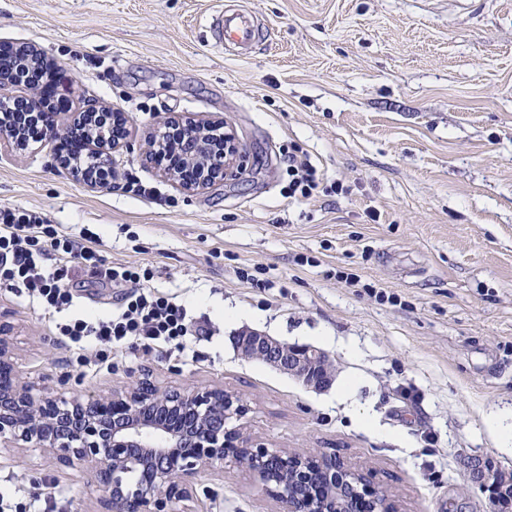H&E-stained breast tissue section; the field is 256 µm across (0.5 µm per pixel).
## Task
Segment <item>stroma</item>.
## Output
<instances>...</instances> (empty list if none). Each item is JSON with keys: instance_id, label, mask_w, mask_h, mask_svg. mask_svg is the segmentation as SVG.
Instances as JSON below:
<instances>
[{"instance_id": "1", "label": "stroma", "mask_w": 512, "mask_h": 512, "mask_svg": "<svg viewBox=\"0 0 512 512\" xmlns=\"http://www.w3.org/2000/svg\"><path fill=\"white\" fill-rule=\"evenodd\" d=\"M225 8L256 14L251 52L210 45L202 20ZM8 45L56 65L67 111L110 106L131 137L108 188L62 168L56 141L0 146V206L151 264L153 287L213 330L181 356L119 346L90 370L54 320L0 288L26 381L85 394L144 377L221 386L249 402L254 441L336 453L397 512H489L460 459L512 469L484 421L512 409V0H0ZM184 112L235 136L223 183L185 192L146 162L145 135ZM293 144L343 193L286 198ZM127 173L158 198L126 192ZM245 329L326 350L335 382L314 391L242 357ZM43 490L51 512H104L80 464L0 450L12 512ZM193 497L195 512H283L231 463L199 474Z\"/></svg>"}]
</instances>
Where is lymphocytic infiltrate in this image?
Returning a JSON list of instances; mask_svg holds the SVG:
<instances>
[{
    "label": "lymphocytic infiltrate",
    "instance_id": "obj_1",
    "mask_svg": "<svg viewBox=\"0 0 512 512\" xmlns=\"http://www.w3.org/2000/svg\"><path fill=\"white\" fill-rule=\"evenodd\" d=\"M287 172L289 197L316 196L322 178L304 151L289 152ZM78 271L91 283L122 289L120 311L75 315L72 280ZM152 277L151 268L112 262L85 239L60 234L34 212L0 207V288L24 290L45 312L69 313L58 330L78 348L83 365L104 363L117 343H152L182 352L188 337L202 335L183 303L152 291Z\"/></svg>",
    "mask_w": 512,
    "mask_h": 512
}]
</instances>
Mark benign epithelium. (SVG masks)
<instances>
[{
  "label": "benign epithelium",
  "instance_id": "1",
  "mask_svg": "<svg viewBox=\"0 0 512 512\" xmlns=\"http://www.w3.org/2000/svg\"><path fill=\"white\" fill-rule=\"evenodd\" d=\"M17 72L0 64V87L14 86L13 99L20 114L0 113V141L17 152L27 151L34 140L18 117L43 119L45 137L65 141L81 132L82 147L98 167L110 164L112 153L125 146L128 132L107 136L100 124L111 115L107 106H89L62 117L42 111L38 90L16 79ZM166 125L177 130L174 143L179 169L195 173L180 177L178 169L158 163L157 142L145 136V159L182 190L197 191L224 179L233 161L224 152V122L194 115H176ZM59 164L93 186H104L91 169L72 165L66 153ZM235 346L249 359L258 360L308 389L324 391L336 379V365L323 350L282 342L258 331L235 337ZM249 411L237 395L222 387L160 389L140 380L108 397L72 392L68 396L37 393L14 369L9 336L0 326V447L41 448L65 463L87 465L89 484L107 512H191L192 480L202 470L228 460L256 473L264 490L284 504L285 512H308L305 466L320 464L329 486V501L322 512H355L358 499L367 498L368 512H392L391 501L372 493L362 474L349 468L336 454L269 450L251 441L241 420ZM472 485L488 493L496 507L512 498V476L494 469L479 457L461 459Z\"/></svg>",
  "mask_w": 512,
  "mask_h": 512
}]
</instances>
